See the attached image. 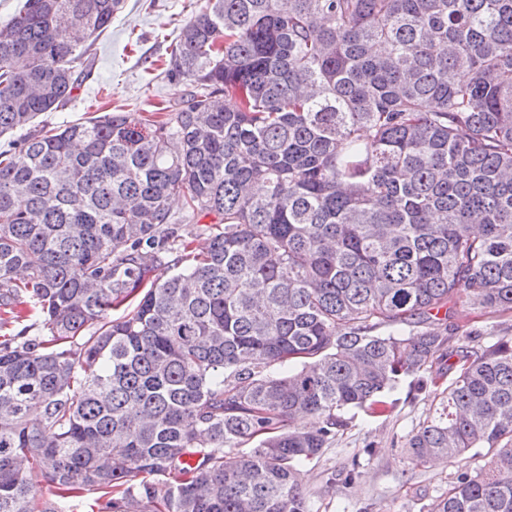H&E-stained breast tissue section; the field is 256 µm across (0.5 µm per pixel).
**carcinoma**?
<instances>
[{"label": "carcinoma", "instance_id": "obj_1", "mask_svg": "<svg viewBox=\"0 0 512 512\" xmlns=\"http://www.w3.org/2000/svg\"><path fill=\"white\" fill-rule=\"evenodd\" d=\"M120 4L0 26V328L33 319L0 339V512H312L345 411L435 361L410 459L489 457L435 512H512V338L436 331L512 312V0H204L168 68L203 92L36 128ZM457 308L459 315L456 319L448 321V330L445 329V325L438 326L441 334L450 338L451 348L468 344L464 339L466 330L481 334L479 340L469 343L470 346H474V350L491 345L502 337H512V313H501L490 309L473 310L461 304H458Z\"/></svg>", "mask_w": 512, "mask_h": 512}]
</instances>
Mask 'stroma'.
Returning a JSON list of instances; mask_svg holds the SVG:
<instances>
[{
    "instance_id": "obj_1",
    "label": "stroma",
    "mask_w": 512,
    "mask_h": 512,
    "mask_svg": "<svg viewBox=\"0 0 512 512\" xmlns=\"http://www.w3.org/2000/svg\"><path fill=\"white\" fill-rule=\"evenodd\" d=\"M203 0H123L111 27L91 46L90 75L63 108L41 115L52 128L107 112L181 107L197 86L167 73L168 47ZM479 333L477 347L512 337V313L480 311L463 306L445 332L451 346L464 344L465 331ZM436 367L426 366L405 377L394 393L395 407L377 417L350 410L330 448L304 464L301 481L313 502V512H433L456 475L484 467V454L467 452L423 465L408 459L403 445L408 435L432 420L439 408L437 390L448 379L430 386ZM427 380L423 391L412 388ZM356 470L347 479L348 470Z\"/></svg>"
}]
</instances>
